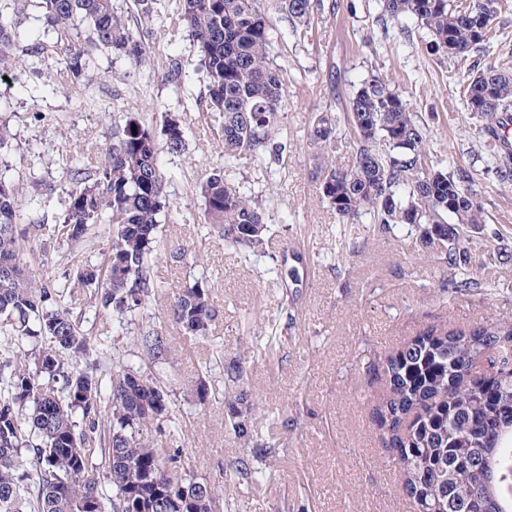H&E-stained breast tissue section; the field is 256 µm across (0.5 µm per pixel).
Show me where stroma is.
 <instances>
[{
	"instance_id": "obj_1",
	"label": "stroma",
	"mask_w": 512,
	"mask_h": 512,
	"mask_svg": "<svg viewBox=\"0 0 512 512\" xmlns=\"http://www.w3.org/2000/svg\"><path fill=\"white\" fill-rule=\"evenodd\" d=\"M26 12L29 42L45 49L16 55L13 79L0 81V124L11 133L0 150V174L18 190L23 223L41 227L25 258L45 277L60 280L85 262L100 261L112 243L105 224L93 226L78 244L62 236L63 158L96 165L112 143L115 116L125 113L156 128L163 114L173 113L186 131L184 153L161 157L167 207L159 227L162 240L184 242L186 263L156 259L158 292L145 312L121 325L95 311L88 289L64 297L81 333L95 342L99 377L109 378L120 361L147 366L145 355L129 350L145 322L162 324L178 374L172 418L182 431L184 468L196 481L221 488L231 512H411L372 414L387 388L369 373V360L395 352L434 324L464 331L512 321V181L480 177L497 146L480 135V117L462 103L466 67L440 65L424 49L421 31L407 38L394 29L382 33L375 0H336L316 15L301 43L276 19L284 35L273 54L288 66L279 134L286 149L269 165L243 157L229 178L251 189L271 223L284 224L272 253L288 248L304 259L303 284L286 304L270 261L244 263L206 233L195 190L205 169L224 162L219 124L210 113L184 109L203 90L193 68H186L179 86L159 76L167 59L192 54L182 28L167 15L153 20L144 57L103 52L94 70L67 82L55 35L43 34L35 6ZM330 73L335 81H327ZM374 75L399 85L412 111L426 120L428 145L441 167L478 176L474 191L485 227H448L449 236L467 242L478 287L456 288L457 272L408 249L410 227L366 234L364 225L337 223L321 195L318 171L326 160L311 145L310 129L320 113L344 116L354 89ZM197 279L208 285L217 315L206 336L190 338L167 322L166 306L173 291ZM284 306L289 316L281 315ZM241 355L248 379L238 392L279 450L258 482L238 477L235 466L244 456L258 460L264 449H244L224 429V366Z\"/></svg>"
}]
</instances>
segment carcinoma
I'll use <instances>...</instances> for the list:
<instances>
[{"mask_svg": "<svg viewBox=\"0 0 512 512\" xmlns=\"http://www.w3.org/2000/svg\"><path fill=\"white\" fill-rule=\"evenodd\" d=\"M378 21L408 30L412 20L427 34L429 55L450 64L483 52L502 0H377ZM45 34L63 30L71 38L63 73L79 78L91 69L90 50L141 56L153 31L131 27L113 0H38ZM323 0H176L175 16L197 56L204 84L198 106L218 113L224 165L210 168L196 193L203 202L207 234L224 240L246 262L267 255L273 237L265 210L252 193L229 181L226 170L241 155H282L276 140L288 101L286 71L271 56L278 38L272 14L285 16L300 41ZM21 8L0 10V76L15 51L40 54L25 41ZM463 97L483 118L482 131L499 143L486 179H512V70L479 62L469 68ZM352 152L348 167L320 169L322 197L339 223L369 219L373 231L398 226H439L409 241L413 251L433 248L442 263L460 272L458 288H476L471 256L460 240L448 239V217L480 228L484 207L467 171L433 164L427 128L410 111L403 91L381 77L364 80L346 104ZM314 145L331 151L339 143L336 120L320 116L310 132ZM185 149L184 129L174 114L156 130L128 113L104 159L91 169L69 160L61 171L66 194L63 234L83 240L94 224L112 225V244L103 261L88 264L78 282L94 287L96 310L111 312L118 325L145 310L158 287L153 253L160 246L165 200L161 154ZM22 203L12 182L0 174V335L21 345L0 357V512H216L220 493L186 474L182 449L168 420L170 394L159 378L117 362L110 385L102 387L87 362L90 338L79 332L62 285L44 279L24 259L38 224L21 225ZM274 270L285 287L302 283V259L285 250ZM216 315L209 288L196 280L173 294L169 317L182 335L204 336ZM512 336V322L490 323L468 332L432 326L381 362L389 391L373 411L384 418L380 437L400 469L402 492L421 502V512H460L449 489L479 492L465 512H481L487 499L496 512H512V376L495 377L497 400L469 378L476 360ZM137 347L150 363L165 365L171 346L163 327L140 332ZM224 428L245 448H264L248 412L225 402ZM156 425V436L144 431Z\"/></svg>", "mask_w": 512, "mask_h": 512, "instance_id": "1", "label": "carcinoma"}]
</instances>
